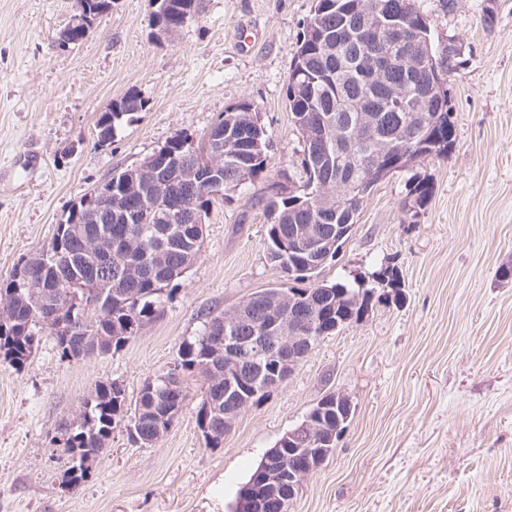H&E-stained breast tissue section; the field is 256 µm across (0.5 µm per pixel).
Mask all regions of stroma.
Returning <instances> with one entry per match:
<instances>
[{
	"mask_svg": "<svg viewBox=\"0 0 512 512\" xmlns=\"http://www.w3.org/2000/svg\"><path fill=\"white\" fill-rule=\"evenodd\" d=\"M73 0H0V282L50 241L112 170L175 135L198 142L238 103H253L267 163L253 184L212 197L197 263L169 284L163 311L119 350L62 357L42 334L18 370L0 366V512H232L263 454L326 392L352 417L290 512H512V0H415L434 43L455 39L448 75L456 146L381 181L321 280L372 286L369 310L322 337L292 376L235 418L220 447L198 422L204 381L157 443L118 423L75 492L54 442L101 382L136 399L165 375L209 311L287 286L267 255L260 189L306 181L285 99L292 50L313 0H202L161 38L154 0H112L77 46L55 39ZM129 92L146 102L111 142L95 122ZM427 178L422 209L402 202ZM393 268L397 285L379 282ZM406 196L404 198V209H420L424 207L432 195V186L425 178L409 177L406 184Z\"/></svg>",
	"mask_w": 512,
	"mask_h": 512,
	"instance_id": "1",
	"label": "stroma"
}]
</instances>
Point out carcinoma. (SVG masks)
<instances>
[{
	"mask_svg": "<svg viewBox=\"0 0 512 512\" xmlns=\"http://www.w3.org/2000/svg\"><path fill=\"white\" fill-rule=\"evenodd\" d=\"M348 0H314L311 17L319 19V30L312 37L302 34L292 56V71H301L298 82L288 78L285 96L295 128L303 143V165L307 180L300 193L278 181L264 186L258 201L268 217V258L296 285L281 289L292 293L298 308H283V320L300 317L327 329L336 321L361 318V310L371 301V290L359 284L324 283L316 276L302 273L304 248L286 249L288 238L308 224L328 232L338 224H354L362 201L379 183V170L397 155L407 156L408 164L426 156L446 157L456 139L451 113L440 111L438 94L431 93L418 67L412 64V38L416 30H430L427 19L413 0H366L361 14L347 15ZM198 0H161L154 14L155 24L168 35L184 19L198 13ZM382 55L386 73L379 75L369 67V53ZM432 94L435 105L427 112L416 110L424 94ZM144 100L128 93L110 104L97 122V140L112 141L117 124L126 115L143 110ZM252 104L243 102L224 112L217 123L196 145L179 135L172 137L160 151L183 157V166L192 169L200 157L219 141L224 142L223 190L251 184L267 162V135L250 141L249 131L241 130ZM374 120L377 136L386 146L382 155H373L362 142L358 118ZM338 141V149L355 152L356 159L344 171L321 162L317 155L323 139ZM137 166L115 169L108 176L112 192H123ZM328 186L329 194L303 206L317 184ZM404 208L424 207L432 195V186L424 178L408 179ZM210 190L185 182L172 185V195L206 212ZM131 209H139L141 219L130 222L120 207H112L98 224H82L70 211L67 220L57 225L51 241L40 252L18 264L10 279L0 286V305L11 309L13 322L0 324V365L21 369L39 342V333L49 331L55 337L61 356L67 348H76L80 339L60 330V324H92L94 344L105 354L123 347L136 337L164 308L169 299L166 287L183 276L201 255L203 224H173L167 210L155 206L151 188L130 197ZM112 232V263L107 276L112 286L96 283L88 273L92 256L78 249L74 238L98 237L99 231ZM49 291L61 300L59 315L48 319L27 297L24 280ZM68 283L66 288L57 282ZM303 287H298V284ZM226 312H208L201 334L186 339L179 348L178 360L163 377L146 380L135 400L127 408L125 389L117 382L99 383L90 397L83 399L62 431L59 442L70 466L66 473L78 481L87 477L81 469L85 454L102 455L113 427L128 419L134 428V442L148 446L156 443L176 422L185 405L187 392L180 375L198 373L206 381L200 409L211 407V421L217 434L216 448L224 441V413L238 408V399L224 396V370L232 366L238 372L248 369L246 362L229 364L220 357L208 359V340L224 331Z\"/></svg>",
	"mask_w": 512,
	"mask_h": 512,
	"instance_id": "carcinoma-1",
	"label": "carcinoma"
}]
</instances>
